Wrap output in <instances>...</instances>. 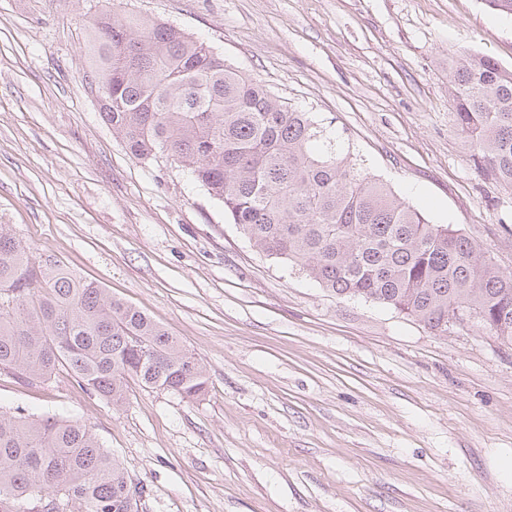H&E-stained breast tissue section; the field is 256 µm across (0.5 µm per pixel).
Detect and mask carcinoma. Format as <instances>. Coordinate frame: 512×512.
I'll use <instances>...</instances> for the list:
<instances>
[{"label":"carcinoma","mask_w":512,"mask_h":512,"mask_svg":"<svg viewBox=\"0 0 512 512\" xmlns=\"http://www.w3.org/2000/svg\"><path fill=\"white\" fill-rule=\"evenodd\" d=\"M100 115L138 160L190 172L266 256L337 295L369 299L448 332L452 308L512 345V272L435 224L367 172L312 112L286 105L174 25L103 10L88 21ZM453 121L486 176L512 186V68L466 54L450 67ZM30 385L59 372L125 402L128 385L198 399L196 357L134 306L36 262L0 228V371ZM69 512H137L145 488L78 420L0 411V512L41 494Z\"/></svg>","instance_id":"cac0c4a2"}]
</instances>
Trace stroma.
I'll return each instance as SVG.
<instances>
[{"label": "stroma", "instance_id": "stroma-1", "mask_svg": "<svg viewBox=\"0 0 512 512\" xmlns=\"http://www.w3.org/2000/svg\"><path fill=\"white\" fill-rule=\"evenodd\" d=\"M159 18L349 140L368 172L512 271V187L453 125L462 53L512 68L484 0H0V224L162 325L208 380L130 384L120 410L66 375L0 373V409L86 423L139 512H512V345L431 333L258 252L192 176L137 160L99 116L85 25Z\"/></svg>", "mask_w": 512, "mask_h": 512}]
</instances>
